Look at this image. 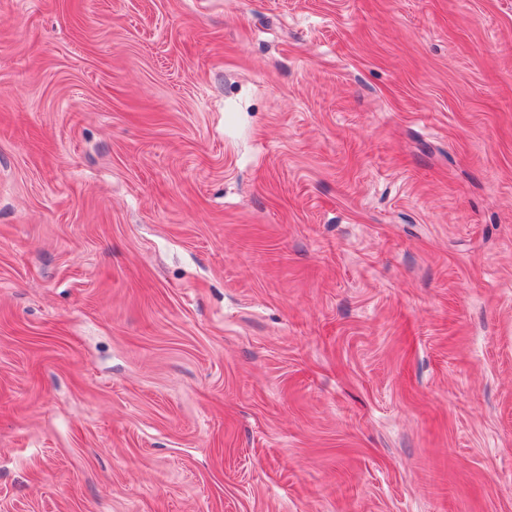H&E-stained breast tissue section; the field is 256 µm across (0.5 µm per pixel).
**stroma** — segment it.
<instances>
[{
  "mask_svg": "<svg viewBox=\"0 0 512 512\" xmlns=\"http://www.w3.org/2000/svg\"><path fill=\"white\" fill-rule=\"evenodd\" d=\"M0 512H512V0H0Z\"/></svg>",
  "mask_w": 512,
  "mask_h": 512,
  "instance_id": "1",
  "label": "stroma"
}]
</instances>
